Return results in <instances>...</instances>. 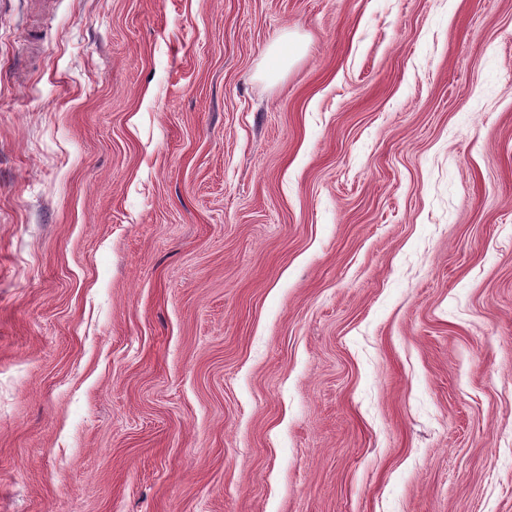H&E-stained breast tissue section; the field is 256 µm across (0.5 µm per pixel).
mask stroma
Returning <instances> with one entry per match:
<instances>
[{"label": "stroma", "instance_id": "1", "mask_svg": "<svg viewBox=\"0 0 512 512\" xmlns=\"http://www.w3.org/2000/svg\"><path fill=\"white\" fill-rule=\"evenodd\" d=\"M0 512H512V0H0Z\"/></svg>", "mask_w": 512, "mask_h": 512}]
</instances>
